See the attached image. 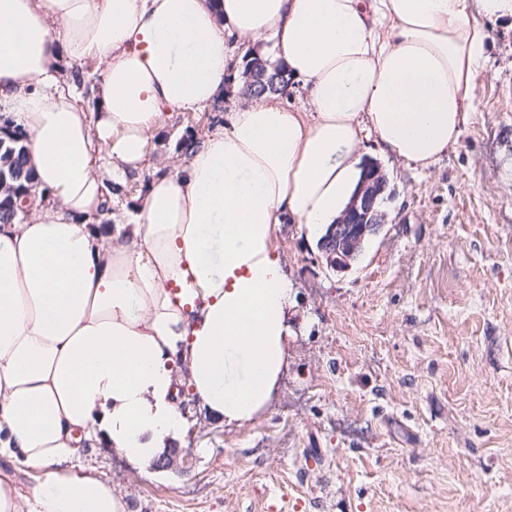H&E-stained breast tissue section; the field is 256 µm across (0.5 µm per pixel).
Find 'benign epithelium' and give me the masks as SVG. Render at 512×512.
Here are the masks:
<instances>
[{
  "label": "benign epithelium",
  "instance_id": "benign-epithelium-1",
  "mask_svg": "<svg viewBox=\"0 0 512 512\" xmlns=\"http://www.w3.org/2000/svg\"><path fill=\"white\" fill-rule=\"evenodd\" d=\"M385 188L386 178L381 170L371 163L367 164L362 184L349 207L336 223L329 225L320 241L319 249L330 265L340 269L349 267L360 255L369 237L380 230L385 215L375 205ZM2 193L9 195V201L22 215L30 212L34 196L32 187L18 188L0 181ZM185 461L186 456L179 449L168 448L152 462V466L157 470H177L182 468Z\"/></svg>",
  "mask_w": 512,
  "mask_h": 512
}]
</instances>
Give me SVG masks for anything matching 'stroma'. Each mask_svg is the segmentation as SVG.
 I'll use <instances>...</instances> for the list:
<instances>
[{"mask_svg": "<svg viewBox=\"0 0 512 512\" xmlns=\"http://www.w3.org/2000/svg\"><path fill=\"white\" fill-rule=\"evenodd\" d=\"M486 27L455 149L423 169L362 145L387 179L385 223L351 267L279 225L293 300L268 404L239 426L184 400L180 472L85 449L79 472L127 512H512V17ZM241 99L172 114L157 154L218 130Z\"/></svg>", "mask_w": 512, "mask_h": 512, "instance_id": "obj_1", "label": "stroma"}]
</instances>
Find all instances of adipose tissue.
Wrapping results in <instances>:
<instances>
[{"mask_svg":"<svg viewBox=\"0 0 512 512\" xmlns=\"http://www.w3.org/2000/svg\"><path fill=\"white\" fill-rule=\"evenodd\" d=\"M512 0H0V116L27 134L35 203L0 224V512H126L77 473L83 441L146 467L179 436L175 372L232 424L268 403L292 288L279 224L325 232L374 140L428 167L459 143L486 59L482 18ZM262 49L308 106L239 105L188 160L152 165L175 112L224 98ZM92 66L93 105L64 71ZM154 174L136 221L101 226L116 188Z\"/></svg>","mask_w":512,"mask_h":512,"instance_id":"ef3b65f1","label":"adipose tissue"}]
</instances>
